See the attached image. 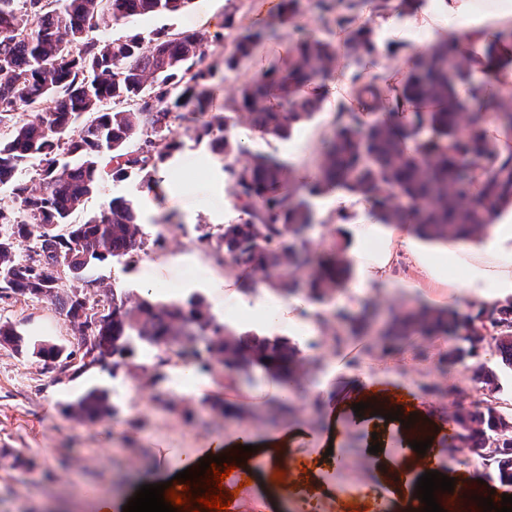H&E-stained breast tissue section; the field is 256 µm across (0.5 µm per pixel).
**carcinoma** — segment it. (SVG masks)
<instances>
[{
    "mask_svg": "<svg viewBox=\"0 0 512 512\" xmlns=\"http://www.w3.org/2000/svg\"><path fill=\"white\" fill-rule=\"evenodd\" d=\"M189 3L0 0V185L12 183L13 195V205H0V299H46L69 319L76 337L66 353L3 323L0 346L30 351L51 369L59 365L81 373L95 366L115 370L140 344L159 352L156 363L141 367L151 381L175 356L203 372L218 366L231 383L261 369L299 389L319 364L297 341L220 322L198 295L161 301L151 288L130 294L112 287L91 301L74 290L59 293L60 280L94 283L101 263L110 257L131 262L144 245L131 199H112L108 209L82 224L72 223L71 216L109 181L137 173L148 187L157 185L158 164L179 147L171 137L172 114L209 116L198 135L211 137L213 154L227 162L239 212L219 236L220 250L233 263L230 273L283 295L301 293L324 307L315 322L332 350L341 352L369 335L374 318L325 310L345 288L351 264L343 245L328 256L312 251L310 199L340 191L371 203L376 223L413 222L428 240L487 236L494 219L512 210V155L502 156L488 130L490 120L512 127V95L487 91L474 110L458 88L471 84L479 62L497 64L512 35H489L481 56L453 42L432 44L401 78L393 69L378 81L352 79L350 98L357 109L338 113L332 137L316 158V176L307 179L276 157L252 153L234 131L243 127L289 138L323 108L322 95L307 88L309 81L339 80L345 60L361 62L378 53L373 22L359 20L357 0H317L321 14L336 13L342 45L297 29L285 71H266L224 89V111L212 113L205 33H157L146 43L138 35H98L124 18L175 14ZM275 36L265 26L237 33L225 67L235 68ZM369 112H387L390 118L368 123ZM29 165L36 178L13 180ZM98 305L107 311L106 320L81 317L80 309ZM411 335L449 337L446 358L452 363L485 342L512 370V302L475 316L408 298L391 302L374 341ZM483 383V409L449 416L454 434L447 451H479L490 474L512 484V411L498 409L495 370H483ZM200 405L226 418L256 419L220 398ZM68 409L81 421L115 412L101 387L86 389Z\"/></svg>",
    "mask_w": 512,
    "mask_h": 512,
    "instance_id": "1",
    "label": "carcinoma"
}]
</instances>
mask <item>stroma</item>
Returning a JSON list of instances; mask_svg holds the SVG:
<instances>
[{"label": "stroma", "mask_w": 512, "mask_h": 512, "mask_svg": "<svg viewBox=\"0 0 512 512\" xmlns=\"http://www.w3.org/2000/svg\"><path fill=\"white\" fill-rule=\"evenodd\" d=\"M315 3L298 0L293 21L283 24L276 12L265 8L264 0H191L179 13L129 17L112 24L103 35L149 39L160 31L206 33V62L216 69L212 109L220 112L226 86L248 81L287 61L296 27L340 40L333 19L321 17ZM455 7L456 16L448 18L442 15L439 0H421V10L431 14L435 37L422 36L407 16L397 15L396 28L377 31L378 56L362 64H348L347 72L368 80L385 76L391 58L403 61L424 50L433 38L444 41L454 37L459 30L478 23L483 13L478 0H456ZM216 17L232 18V27L213 25ZM258 25L276 27V39L261 43L235 69H225L224 57L231 50L236 29ZM348 102V90H341L330 106L285 140L243 128L236 135L247 142L251 152L278 157L298 172L310 174L340 106ZM198 127L191 114H174L171 131L180 147L157 170L160 191L149 190L141 175L134 173L110 182L74 215L75 223H83L102 212L112 198L123 196L136 202L148 237L133 263L113 259L102 264L97 271L98 286L85 288V295L93 299L100 289L112 286L137 293L149 286L176 283L180 298L205 297L218 320L234 323L243 309L256 311V318L247 322L249 328L293 338L306 356L318 361L319 371L296 397L303 409L301 417L257 423L249 429L259 438L303 429V436L287 450L293 467L288 496H281L278 484L256 479L235 496L240 512H361L368 504L376 506L377 512H392L390 491L372 482L371 441L360 430L350 431L340 450L349 459L347 469L327 465L323 433L329 399L347 393L356 374L369 372L406 388L429 413L444 421L482 398L476 372L481 366H493V357L488 348L480 347L462 362L451 364L444 358L447 337L417 335L369 352L360 338L345 352L337 353L318 327L307 321L310 306L304 300H297L293 307L301 317L297 323L266 319L267 310L286 303L266 286L252 287L248 303H241L236 289L227 285L223 253L200 241L202 235L217 233L222 225L237 219L238 212L230 186H223L217 195L204 190L205 177L216 159L209 138L199 137ZM342 198V193L333 191L311 200L315 225L309 237L317 252H329L338 241L351 251L364 248L359 233L365 221L363 209L351 208L348 223L333 219ZM168 221L174 230L165 245H156V227ZM195 267L206 268V276H188V269ZM464 275L463 267L452 265L442 279L429 280L405 257L393 266L388 285L353 274L347 290L349 304L358 313L364 306L381 309L387 300L406 296L431 306H453L457 303L455 285ZM6 320L27 335L65 348L75 343L68 319L49 301L21 296L0 301V322ZM156 356V350L142 348L131 366L115 372L91 368L75 375L48 369L35 355H18L0 347V512H97L99 499L127 501L145 484L167 481L172 488H179L175 476L182 471L185 456H201L203 448L238 433L236 419L198 410L200 400L218 396L226 403L260 410L279 398L277 378L261 371L254 372L251 379L225 385L206 372L186 375L181 364L172 362L163 366V379L144 380L141 367L155 363ZM94 385L108 389L117 414L92 422L73 418L68 404ZM189 405L196 409L190 419L184 415Z\"/></svg>", "instance_id": "35a3bbf8"}]
</instances>
